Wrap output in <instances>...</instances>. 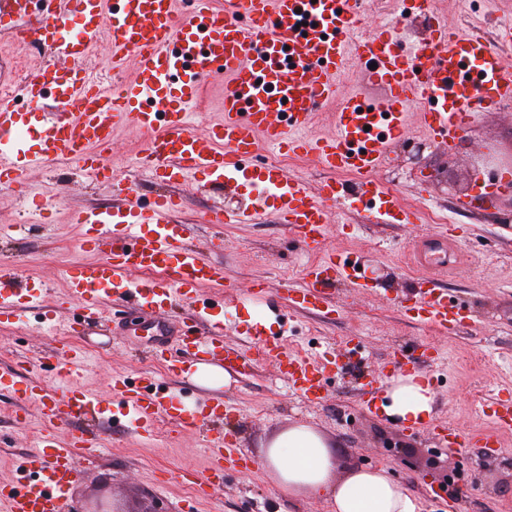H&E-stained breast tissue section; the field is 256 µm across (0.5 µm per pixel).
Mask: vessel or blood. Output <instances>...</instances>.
Here are the masks:
<instances>
[{
	"label": "vessel or blood",
	"instance_id": "obj_1",
	"mask_svg": "<svg viewBox=\"0 0 512 512\" xmlns=\"http://www.w3.org/2000/svg\"><path fill=\"white\" fill-rule=\"evenodd\" d=\"M0 0V189L27 190L36 167L59 161L75 165L89 183H109L112 170L103 160L117 127L131 125L148 139L138 159L147 180L161 185L148 204H141L134 186H127L122 204L74 213L80 241L100 257L68 269L64 276L67 301L81 305L87 317L100 316L105 300L116 297L141 310L147 328L171 336L165 305L194 304L196 317L207 322V341H185L186 352L200 360L248 374L260 361L277 365L289 389L304 400H321L326 356L288 353L282 340L262 337L249 329L252 349L225 345L224 325L211 321L214 307L200 290L224 279L221 264L206 259L189 243L191 229L179 223L184 206L175 186L198 181L201 187H232L243 161L266 144L311 156L327 173L319 188L288 177L281 167H260L257 179L267 189L245 206L227 210L211 206V224H254L270 215L306 245L326 235L330 207L347 201L346 170L363 174L360 195L371 206L364 221L410 227L417 214L401 198L372 180L390 141L407 135L409 110L418 99L430 107L419 121L433 138L449 141L478 112L512 101V74L506 73L500 44L512 38L506 26L498 38L478 33H452L435 0H416L410 17L425 21L426 31L407 41L401 29L384 27L358 37L364 14L362 0H192L178 15V0ZM108 32V66L136 63L129 81L94 79L86 65L96 56L101 32ZM21 42L45 49L49 60L20 72L6 47ZM359 59L361 75L383 94L368 101L348 97L334 114V132L313 133L318 109L335 98L350 59ZM224 72L222 120L200 129L190 120L202 85L216 70ZM21 93L35 114L25 119L10 107ZM357 266L353 256L330 253L306 266L302 283L292 290V308L329 316L334 313V288L348 280ZM155 269L159 279L132 282L128 271ZM39 295L24 288L15 269L0 266V322L18 319L22 307L35 308ZM402 313L433 332L448 335L469 319L461 306L449 302L433 274L421 273L409 305ZM62 381L68 391L47 394L37 373H0V391L15 399L18 424L36 409L40 431L24 454L13 462V476L0 482V512H65L67 490L79 477L77 450L95 453L108 447L101 427L128 421L138 432H149L166 418L185 430L198 426L171 396L162 394L155 377L112 378L107 395L78 385L86 368L81 346L66 345ZM491 430L465 433L437 424L430 434L449 454L479 448L501 452L500 434L512 432V396L492 397L480 405ZM231 406L214 399V423L205 444L208 466L199 479L204 492L220 486L225 467L247 468L222 420ZM91 421L95 427L66 438L61 423Z\"/></svg>",
	"mask_w": 512,
	"mask_h": 512
}]
</instances>
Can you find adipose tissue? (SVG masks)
<instances>
[{
  "label": "adipose tissue",
  "instance_id": "ef3b65f1",
  "mask_svg": "<svg viewBox=\"0 0 512 512\" xmlns=\"http://www.w3.org/2000/svg\"><path fill=\"white\" fill-rule=\"evenodd\" d=\"M433 391L415 374L386 381L383 412L405 423L433 418ZM264 465L276 489L285 495L325 502L330 512H418L407 490L386 468L355 469L336 479L335 460L326 439L312 426L295 424L267 446Z\"/></svg>",
  "mask_w": 512,
  "mask_h": 512
}]
</instances>
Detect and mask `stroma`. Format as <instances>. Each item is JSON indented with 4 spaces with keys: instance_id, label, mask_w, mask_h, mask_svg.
Segmentation results:
<instances>
[{
    "instance_id": "35a3bbf8",
    "label": "stroma",
    "mask_w": 512,
    "mask_h": 512,
    "mask_svg": "<svg viewBox=\"0 0 512 512\" xmlns=\"http://www.w3.org/2000/svg\"><path fill=\"white\" fill-rule=\"evenodd\" d=\"M437 5L449 25L462 30L479 23L491 34L512 17V0H437ZM144 141V135L129 126L115 132L106 155L115 174L110 184L85 183L65 161L49 170L30 171L32 190L52 204L46 215L52 231L43 234L39 224L46 216L33 214L25 235L0 238V263L15 264L30 288L42 293L43 306L27 311L22 323L0 324V371L20 373L34 362L48 393L65 392L57 372L58 353L67 338L47 329L45 318L56 313L74 324L82 320L78 305L60 301L63 271L89 257L80 247L79 228L70 214L111 203L135 175L134 162ZM417 145L423 151L415 160L411 153ZM497 173L512 178V103L480 112L448 147L411 122L407 136L389 146L376 177L418 211L413 229L361 222L359 214L368 200L358 195L331 209L321 251L356 253L362 259L357 280L371 287L360 293L338 285L340 313L333 320L288 309L284 296L300 285L308 256L284 225L271 218L257 224L206 223L203 215L212 194L193 182L180 185L187 204L179 222L191 226L206 258L224 266L223 283L204 286L201 294L223 300L213 317L224 323L226 344L248 347L245 331L257 323L264 336L284 338L290 351L340 355L348 341H355L362 362L328 373L323 398L315 404L293 394L270 364L246 377H226L214 390L236 408L224 426L235 432L253 466L244 472L226 469L222 486L208 499L199 497L182 477L183 472L205 468L202 433L181 430L166 419L157 420L152 433L144 436L114 428L111 447L82 463L68 495V512H84L100 495L124 512H328L323 502L280 494L263 467L267 443L295 423L311 425L326 438L337 478L356 468L387 467L390 477L409 490L420 512H448L446 487L453 470L459 484L468 488L459 512H501L512 504V435L502 453L485 456L469 448L452 458L427 435L370 413L360 393L365 378L394 375V352L414 360L428 345L443 354L439 365L421 367L434 393L435 422L463 432L480 427L479 404L498 390L512 388V195L490 203L477 198L479 185ZM460 200L471 201L472 208L455 215L452 229L459 237V253L470 256L472 263L458 276L439 275L438 282L450 301L470 310L472 321L452 335L440 336L423 331L399 310L415 286V272L405 262L406 242L413 235L434 237L440 230L422 217V209L444 210ZM257 281L268 285L269 295L247 297L246 288ZM140 321L132 306L111 302L100 321L85 326L77 338L87 358L82 387L104 395L112 376L135 379L150 371L163 392L188 407L214 392L192 379L169 376L164 362L150 355L151 336ZM15 411L13 398L0 392L2 480L10 477L12 459L39 430L34 419L17 426Z\"/></svg>"
}]
</instances>
